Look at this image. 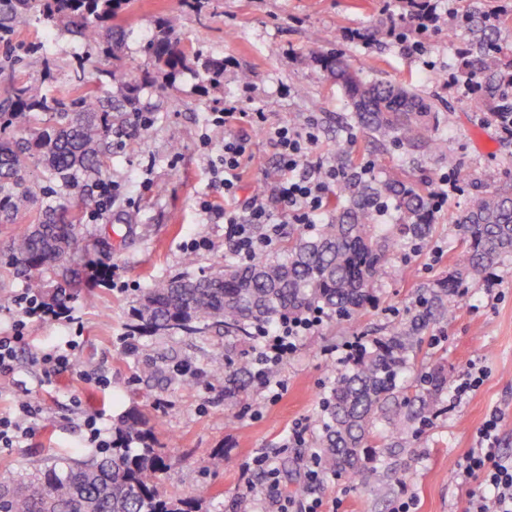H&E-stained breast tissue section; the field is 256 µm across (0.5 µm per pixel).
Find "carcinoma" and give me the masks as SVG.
<instances>
[{
  "mask_svg": "<svg viewBox=\"0 0 512 512\" xmlns=\"http://www.w3.org/2000/svg\"><path fill=\"white\" fill-rule=\"evenodd\" d=\"M135 0H0V28L19 17L39 20L79 36L85 46L106 32L104 53L118 60L124 49L121 15ZM491 14L465 18L471 31L470 57L463 73L483 76L481 108L496 114L512 89V66L490 36ZM153 70L174 81L198 59L175 37L166 20L154 25L143 47ZM350 97L352 119L379 146H397L411 156L440 152V112L413 87L367 80L340 55L317 57ZM199 83L219 86L224 61L207 59L196 69ZM123 105L112 100L71 104L28 86H14L0 102L3 124L24 132L0 138V224L38 206L32 223L11 235L6 266L38 290L42 277L82 257V225L76 222L71 188L83 176L105 175L112 149V113L140 112V93L148 76L117 78ZM40 170L50 187L37 196L30 180ZM434 182L404 166L381 179L351 169L334 193L327 222L288 232L282 257L247 264L224 260L217 275L177 274L156 280L137 299L132 312L151 335L203 336L210 330L253 340L262 328L319 308L339 322L355 324L375 301V284L399 252L418 255L432 239L436 217L431 206ZM393 208L397 222L383 229L378 213ZM462 247L454 271L428 286L419 309L389 335L372 339L366 351L335 372L321 408V436L315 456L323 471L360 476L369 449L383 454L403 448L405 435L429 427L437 404L448 393V366L434 362L404 377L413 353L434 326L448 322V296L457 295L512 255V184L480 197L457 219ZM166 458L154 448L140 414L133 412L112 429V447L87 460L58 456L24 481L0 480V512H194L208 495L206 485L190 500L161 493L156 476Z\"/></svg>",
  "mask_w": 512,
  "mask_h": 512,
  "instance_id": "1",
  "label": "carcinoma"
}]
</instances>
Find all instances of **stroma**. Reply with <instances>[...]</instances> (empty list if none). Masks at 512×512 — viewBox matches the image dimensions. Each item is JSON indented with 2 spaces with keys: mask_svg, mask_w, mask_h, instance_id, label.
I'll return each instance as SVG.
<instances>
[{
  "mask_svg": "<svg viewBox=\"0 0 512 512\" xmlns=\"http://www.w3.org/2000/svg\"><path fill=\"white\" fill-rule=\"evenodd\" d=\"M402 0H216L213 14L197 16L188 0H138L135 14L124 25L125 47L120 60L94 51L91 58L74 57L75 36L50 29L35 19L18 20L0 34V99L11 87L27 85L60 98H71L75 81H82L92 97L117 95L106 71L136 78L147 67L141 50L157 17H169L181 41L202 56L224 61L221 87L203 94L193 72L175 84L156 75L141 94V106L152 112L148 128L114 124L112 155L106 181L119 186V200L104 217L89 220L92 184L80 181L73 194L80 201L84 261L76 265L73 291L67 305L70 321L31 323L19 354L15 375L0 377V412L21 400L43 407L42 427L20 448L0 455V478L8 479L46 458H86L83 411L100 413L107 427L131 411L146 417L152 444L162 449L166 466L158 475L160 490L174 498H192L206 484L213 496L200 512H247V499L258 493L263 477L251 462L263 450L280 448V487L287 496L305 486L306 472L319 434L318 419L334 364L326 349L355 336H382L414 312L421 287L453 271L461 247L454 224L482 193L512 178V140L500 139L494 120L481 116L475 97L449 92L444 71L454 65L470 43L465 23L440 29L427 40V53L406 54L388 26H400ZM386 29L369 45L349 42V29L368 30L372 20ZM278 56L267 54L269 45ZM323 52L343 55L370 80L407 82L436 104L445 149L417 156L415 164L431 179L457 173L460 191L437 215L430 252L408 257L397 254L376 285V301L356 324L324 318L304 336L298 353L276 371L286 388L278 398L255 379L240 391L224 392L226 378H210L214 363L236 360L252 346L233 337L210 332L204 336H141L137 350L127 353L120 337L130 335V310L138 294L159 279L178 273L214 272L224 257V193L216 187L210 163L221 154L224 139L214 136L210 113L225 101H238L249 112L260 111L268 125L314 127L317 142L308 160L323 167L369 166L377 175L400 167L402 150H376L370 135L351 121L353 111L345 91L316 58ZM250 70L252 81L237 75ZM253 159L242 176L240 198L253 196L255 186L272 192L280 170L277 153L264 133L249 126ZM214 204L203 212L202 201ZM207 238L211 247L192 254L183 249L190 239ZM117 267L126 289L100 285L96 264ZM499 279L498 293L482 282L468 283L465 292L449 297L454 313L434 332L433 344L423 345L411 361L417 372L433 357H443L450 376H458L473 359H480L487 377L480 389L462 402L443 396L432 426L408 443L396 457L380 458L388 476L383 484L372 479L350 480L325 475L316 489L325 512H393L397 501L412 498L413 512H464L466 492L452 474L470 448L492 410L503 416L499 449L512 457V256L491 272ZM77 343L76 372L41 381L29 363L30 353L48 349L65 337ZM106 378L105 386L85 382L80 370ZM84 407L76 409L73 398ZM305 441L289 447L295 428ZM223 454L222 468L209 467L214 454Z\"/></svg>",
  "mask_w": 512,
  "mask_h": 512,
  "instance_id": "1",
  "label": "stroma"
}]
</instances>
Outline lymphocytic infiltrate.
Listing matches in <instances>:
<instances>
[{"label": "lymphocytic infiltrate", "mask_w": 512, "mask_h": 512, "mask_svg": "<svg viewBox=\"0 0 512 512\" xmlns=\"http://www.w3.org/2000/svg\"><path fill=\"white\" fill-rule=\"evenodd\" d=\"M244 121L265 129L275 146L285 173L276 184L278 200L282 212L291 215L295 223H313L327 209L330 189L342 181L343 172L307 165L306 159L317 141L313 129L266 128L263 112L243 111L235 101L226 103L223 111L212 113L211 127L224 133V153L213 163L212 172L215 182L224 190L225 247L234 258L251 260L259 251L272 249L281 236L282 225L263 198L252 196L243 201L238 198L241 169L250 160L248 140L235 131ZM14 305L20 316L13 321L10 333L0 335V377L15 374L18 348L29 323L53 313L39 292L32 290L18 294ZM321 322L320 311L313 310L266 327L253 350L254 378L273 394H280L284 384L272 380V371L293 356L303 336ZM42 413L41 406L25 401L16 404L12 412L0 413V454L20 447L34 434ZM500 421L498 412L488 415L474 448L458 467L456 482L468 489L465 512H512V458L503 457L497 451Z\"/></svg>", "instance_id": "1"}]
</instances>
